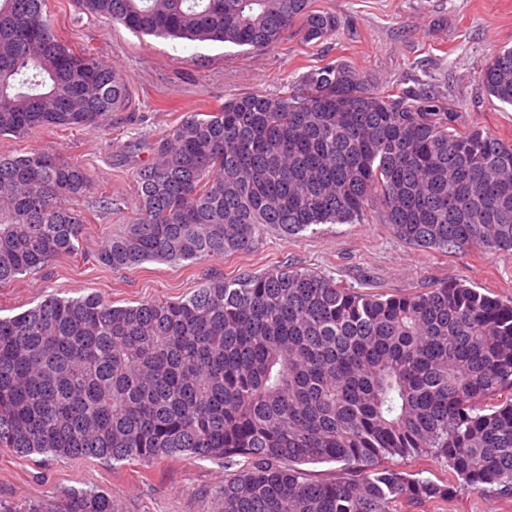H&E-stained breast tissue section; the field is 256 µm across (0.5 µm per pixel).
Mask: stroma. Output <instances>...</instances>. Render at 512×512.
Wrapping results in <instances>:
<instances>
[{"label":"stroma","instance_id":"1","mask_svg":"<svg viewBox=\"0 0 512 512\" xmlns=\"http://www.w3.org/2000/svg\"><path fill=\"white\" fill-rule=\"evenodd\" d=\"M313 6L335 14V35L308 43L292 29L276 44L253 49L140 35L84 13L76 0H48L57 36L119 73L129 102L103 132L48 128L22 138L0 136V155L50 151L83 164L93 181L80 202L90 222L78 254L0 287V316L21 313L50 294L94 293L116 306L178 301L209 279L287 265L362 291L408 293L462 281L512 299V251L419 248L376 219L319 224L294 236L269 229L251 251L221 259L152 260L120 270L97 262L98 251L136 213L134 172L150 160L149 143L172 132L188 113L214 111L247 92L278 94L285 83L330 63L352 67L375 91L395 85L440 91L457 129L480 127L512 141V106L489 95L479 79L494 51L512 47V0H313ZM233 471L213 458L162 459L145 467L45 454L20 458L0 448V502L24 510L72 489H96L112 494L119 512H216L224 477ZM432 512H512V501L489 487H461Z\"/></svg>","mask_w":512,"mask_h":512}]
</instances>
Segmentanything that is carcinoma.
<instances>
[{
	"mask_svg": "<svg viewBox=\"0 0 512 512\" xmlns=\"http://www.w3.org/2000/svg\"><path fill=\"white\" fill-rule=\"evenodd\" d=\"M47 0H0V135L96 131L126 106L124 79L53 30ZM157 37L252 48L293 26L336 32L312 0H78ZM512 106V49L480 70ZM431 90L370 91L328 64L280 95L186 115L135 171L137 211L97 253L112 269L249 251L268 228L378 219L403 242L512 250V144L453 127ZM87 168L49 152L0 155V287L79 250L73 203ZM0 447L105 462L244 459L219 512H428L448 479L512 499V301L460 282L362 293L312 270L202 283L180 301L114 306L50 295L0 317ZM340 464L330 479L304 466ZM0 512H118L70 490Z\"/></svg>",
	"mask_w": 512,
	"mask_h": 512,
	"instance_id": "1",
	"label": "carcinoma"
}]
</instances>
